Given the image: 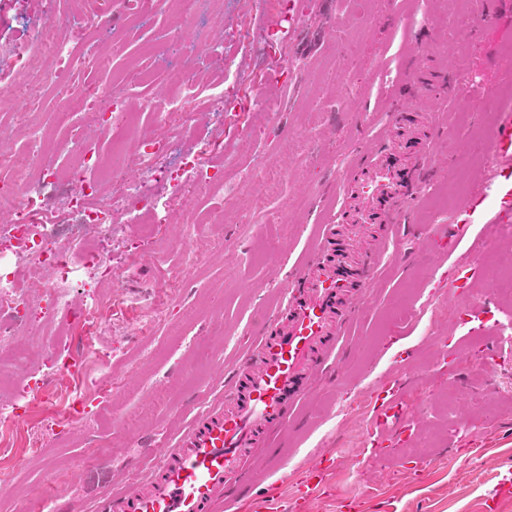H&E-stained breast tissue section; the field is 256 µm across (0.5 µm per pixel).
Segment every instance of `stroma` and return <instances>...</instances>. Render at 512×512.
<instances>
[{
    "label": "stroma",
    "instance_id": "1",
    "mask_svg": "<svg viewBox=\"0 0 512 512\" xmlns=\"http://www.w3.org/2000/svg\"><path fill=\"white\" fill-rule=\"evenodd\" d=\"M42 19L40 0H0V42L31 33ZM468 23L465 0H379L364 18L357 0H267L261 13L253 12L250 0H225L223 26L211 25L204 12L178 40L164 36L165 11L135 29L115 20L112 32L130 50L154 40L166 59L188 69L199 63L194 42L219 39L225 57L253 77L267 66L290 67L285 85L274 91L282 112L262 121L253 112H228L220 129L202 119L185 141L187 153L205 139L230 157L228 178L265 165L276 188L259 208L250 186L241 185L233 200L241 218L224 224L196 223V214L220 202L200 193L193 212L158 225L159 243L147 252L137 244L134 225L114 214L112 266L121 278L104 288L106 322L71 326L64 338L71 358H83L90 342L111 350L112 395L88 397L84 421L69 432L44 435L38 458L27 453L40 419L37 407L23 422L0 425V465L16 472L14 484L0 489V512H40L44 502L57 512H89L103 490L159 464V456L145 454L146 445L174 443L194 414L223 393L220 368L233 365L249 346L263 314L286 302L290 269L339 208L337 183L354 173L360 152L377 144L386 107L403 92L410 57L423 60L426 79L465 72L481 85L512 81L500 64L512 46V0H499L493 23L481 30L471 31ZM465 96L456 87L406 119L425 135L426 110L441 112L435 159L471 191L486 170L476 158L491 116L471 108ZM297 141L305 150L283 163L287 143ZM464 142L467 158L460 155ZM447 221L440 201L424 195L408 223L349 227L361 252L384 244L389 251L361 297L338 377L315 376L295 419L276 435L279 453L252 458L255 487L278 478L293 484L307 464L333 448V491L317 498L310 512H339L347 496L360 499V512H484L512 466V344L504 339L512 329V289L492 295L497 351L494 362L479 364L483 338L473 336V324L455 318L476 297L448 277L451 263L468 262L469 246L443 254L437 227ZM172 268L182 270L185 285L163 300L165 317L152 333L142 334L141 311ZM445 336L461 340L457 370L466 376L453 432L441 403L450 378L435 367V345ZM405 347L415 348L416 358L396 365ZM394 378L404 386V409L418 416L419 432L431 443L423 455L406 457L400 447L384 456L363 450L370 405ZM342 396L357 399L358 407L337 406Z\"/></svg>",
    "mask_w": 512,
    "mask_h": 512
}]
</instances>
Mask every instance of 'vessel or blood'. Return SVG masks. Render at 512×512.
Returning <instances> with one entry per match:
<instances>
[{
  "label": "vessel or blood",
  "instance_id": "b4317fda",
  "mask_svg": "<svg viewBox=\"0 0 512 512\" xmlns=\"http://www.w3.org/2000/svg\"><path fill=\"white\" fill-rule=\"evenodd\" d=\"M420 72L416 62H409L406 100L390 106L388 133L362 155L359 176L342 187L348 206L323 225L309 259L289 275L287 304L262 319L254 348L225 371V396L198 411L173 446L162 449L157 469L104 494L95 512H223L243 498L250 512H308L312 500L330 489L336 470L332 450L308 464L289 493L280 480L252 490L246 463L287 421L306 381L327 372L356 316L360 290L376 275L380 254H353L344 225L406 223L433 173L429 142L413 158L409 172L388 160L397 147L391 128L415 111L418 99L448 89L446 77L427 83L420 80ZM481 95L496 114L483 144L495 167L485 177L486 187L466 193L449 213L444 237L452 250L467 236L475 216L488 224L512 222V98L500 96L490 85L482 87ZM490 185L498 194L491 208L486 205ZM402 391L401 380H391L374 401L366 442L372 454L404 446L418 430L417 419L400 402Z\"/></svg>",
  "mask_w": 512,
  "mask_h": 512
}]
</instances>
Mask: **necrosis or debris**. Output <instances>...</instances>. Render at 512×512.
<instances>
[{
	"label": "necrosis or debris",
	"instance_id": "1",
	"mask_svg": "<svg viewBox=\"0 0 512 512\" xmlns=\"http://www.w3.org/2000/svg\"><path fill=\"white\" fill-rule=\"evenodd\" d=\"M196 3L124 0L121 16L135 20L155 7L175 5L177 22L166 35L176 39L194 25ZM111 26V8L84 0L81 14L65 24L48 19L33 37L0 43V61H9L14 72L27 75L23 84L0 77L1 101L21 98L32 103L50 85L59 88L66 102L78 106L77 113H57L62 130L47 144L33 139L20 148L8 147L11 131L0 128V171L25 175L20 182L0 181V207L13 213L9 222L0 224V244L11 255L9 264H0V381L29 369L27 350L12 343L20 332L42 337L47 348L43 365L49 373L61 368L77 372V364L59 366L65 344L45 336L44 328L60 314L75 323H104L103 304L95 291L87 290L84 302L76 305L72 290L87 274L99 282H114V212L129 214L137 224H163L176 211L192 207L184 186L200 184L217 193H237L236 185L225 184L223 167L212 163L211 143H201L192 161L177 162L176 155L181 135L195 130L201 90L210 91L207 113L220 116L237 106L225 97V83L231 78L248 82V75H230L219 68L203 78L173 67L165 72L163 90L147 95L139 88L151 82L154 69L137 65L117 82H85L75 88L62 84L63 74L99 68L124 54L125 42L104 35ZM140 113L153 120L156 133L137 136ZM104 145L116 154L130 153L140 172L137 182L116 178L105 189L92 179V172L105 165L100 152ZM63 238L69 249L59 248ZM33 297L38 300L34 306L29 303Z\"/></svg>",
	"mask_w": 512,
	"mask_h": 512
}]
</instances>
